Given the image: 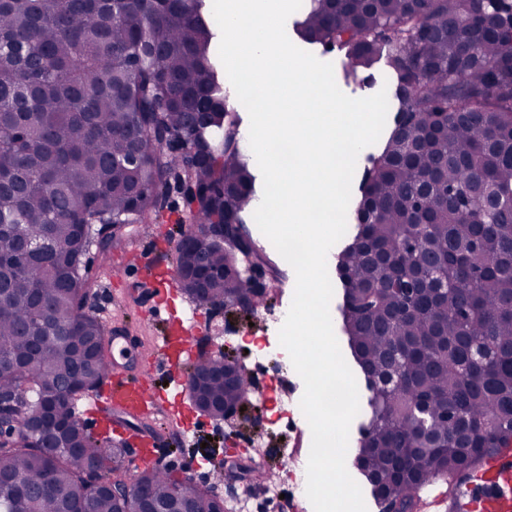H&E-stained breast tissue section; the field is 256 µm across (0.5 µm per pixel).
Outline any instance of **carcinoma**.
Wrapping results in <instances>:
<instances>
[{
	"instance_id": "carcinoma-1",
	"label": "carcinoma",
	"mask_w": 512,
	"mask_h": 512,
	"mask_svg": "<svg viewBox=\"0 0 512 512\" xmlns=\"http://www.w3.org/2000/svg\"><path fill=\"white\" fill-rule=\"evenodd\" d=\"M204 0H0V404L33 416L0 441L8 512H214L209 494L145 467L150 499L112 495L127 470L112 438L74 422L105 381L107 334L84 311L91 225L142 224L178 171L199 186L177 242L181 290L201 307L246 291L224 271L212 224L257 261L242 213L257 175L212 62ZM305 43L346 60L345 79L386 68L397 102L358 186L356 233L336 256L351 355L372 417L355 456L375 497L409 508L441 475L512 447V0H308ZM190 143L189 155L158 141ZM415 296L391 291L405 271ZM378 311L365 314L368 302ZM484 351L472 358L474 348ZM223 352L196 366L224 397ZM54 446L49 457L40 444ZM96 470V482L86 479Z\"/></svg>"
}]
</instances>
